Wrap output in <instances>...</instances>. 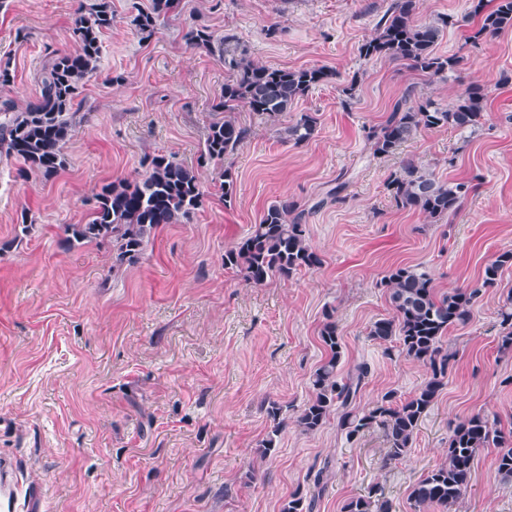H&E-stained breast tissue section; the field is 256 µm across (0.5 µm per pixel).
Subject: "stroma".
<instances>
[{
  "label": "stroma",
  "mask_w": 512,
  "mask_h": 512,
  "mask_svg": "<svg viewBox=\"0 0 512 512\" xmlns=\"http://www.w3.org/2000/svg\"><path fill=\"white\" fill-rule=\"evenodd\" d=\"M95 2L0 0V63L15 74L0 102L21 109L36 100L48 51L73 49L74 21ZM391 3L183 0L181 15L158 21L145 40L132 20L150 0H112L114 23L79 97L86 119L65 146L66 167L23 180L0 158V462L13 464L18 495L38 490L43 512H280L290 493L311 496L326 465L315 512H342L374 487L391 512H419L411 489L444 462L452 423L480 414L512 425V353L498 350L507 268L471 320L449 330L444 346L455 359L404 459L387 460L381 429L350 443L333 418L313 434L288 426L273 456L258 448L270 429L267 402L292 418L309 401L326 316L341 335V370L371 368L357 407L390 390L408 397L426 367L368 334L390 313L382 277L420 266L437 292H449L476 284L495 254L512 249V30L471 43L460 23L470 0H417L419 20L449 22L438 53L460 59L451 75L428 78L359 54ZM195 23L217 38L234 34L260 64L335 74L287 115L317 117L308 142L283 141L276 124L238 112L251 135L231 157L229 206L214 189L215 168L197 164L228 70L187 44ZM472 84L488 91L478 133L425 129L396 156L373 153L366 128L407 87L445 107ZM158 153L196 168L203 207L160 227L132 266L113 268L110 250L93 243L66 249L62 225L87 223L103 184L135 178L143 157ZM409 161L475 189L429 222L397 207L385 187ZM339 181L343 202L315 209ZM285 197L307 209L321 267L258 286L225 270V249ZM25 212L36 227L20 239ZM496 454L478 452L470 492L447 512H512V482L498 474Z\"/></svg>",
  "instance_id": "stroma-1"
}]
</instances>
